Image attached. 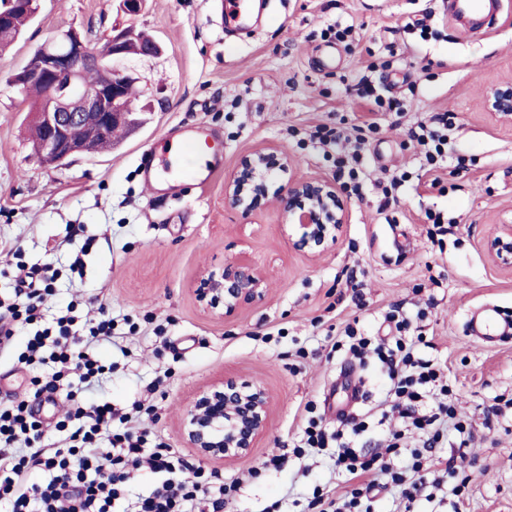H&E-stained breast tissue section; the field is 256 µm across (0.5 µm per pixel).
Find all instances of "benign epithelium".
<instances>
[{"label":"benign epithelium","instance_id":"1","mask_svg":"<svg viewBox=\"0 0 512 512\" xmlns=\"http://www.w3.org/2000/svg\"><path fill=\"white\" fill-rule=\"evenodd\" d=\"M34 8L35 0H0V38L13 35L10 20L14 14H31ZM109 39L112 56L132 54L129 31H113ZM87 40L84 32L71 28L47 40L36 57L13 74V86L20 93L33 81L46 86L45 97L32 112V122L43 131L33 147L43 166H63L70 157L88 153L89 145L113 132L137 128L135 112L124 104L125 85L132 77L90 58ZM91 68L98 71V76L89 83L86 73ZM483 109L491 121L512 124L511 76L485 87ZM75 126L83 132L80 139L71 135ZM292 167L287 153L259 148L240 160L224 185V201L244 214L254 212L268 197L272 171L288 175V187L278 189L283 232L291 238L295 230H300V245L314 257L335 247L342 238L350 202L336 182L298 178ZM482 247L496 267L512 273L511 211L499 214ZM266 282L264 269L240 255L218 271L203 272L193 295L203 312L226 317L264 299ZM270 405L271 397L263 386L240 382L228 373L201 388L188 402L181 418V437L187 447L205 459L237 460L248 455L264 433Z\"/></svg>","mask_w":512,"mask_h":512}]
</instances>
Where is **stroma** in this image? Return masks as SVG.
Returning a JSON list of instances; mask_svg holds the SVG:
<instances>
[{
	"label": "stroma",
	"mask_w": 512,
	"mask_h": 512,
	"mask_svg": "<svg viewBox=\"0 0 512 512\" xmlns=\"http://www.w3.org/2000/svg\"><path fill=\"white\" fill-rule=\"evenodd\" d=\"M259 26L246 38L224 33L223 0H146L128 19L114 0H40L23 37L0 55V76L24 64L44 41L68 28L90 39L112 28L134 27L153 36L162 52L130 56L117 69L133 74L144 123L112 150L78 154L58 168L43 167L28 140L30 102L0 83V270L19 256L26 266L52 263L59 275L43 309L52 321L70 301L86 310L105 308L115 320L112 341L100 349L112 367L88 392L91 400L130 411L133 402L153 406L147 424L196 470L239 479L223 512H263L278 505L296 512L314 490L339 491L341 479L325 456L290 459L264 469L272 449L291 450L301 434L306 403L327 422L329 403L348 402L334 384L344 369L361 379L352 403L363 413L385 397L387 382L374 363L328 356L326 346L346 323L360 320L386 335L385 314L400 306L419 318L432 347L428 354L448 367L473 435L464 496L419 501L416 512H512V420L486 419L493 397L512 394V340L495 345L472 337L468 320L486 304L512 318V274L496 268L481 248L503 210L512 208V127L490 121L481 102L487 83L512 75V0H503L496 22L460 37L441 0H263ZM359 31L337 41L329 28ZM439 33L428 41L421 25ZM412 94L404 116H391L368 132V114L354 91L361 75ZM447 114L448 165L439 175L443 192L407 190L379 211L371 187L350 196L349 220L335 248L309 259L289 243L279 200L245 215L224 203V184L240 159L261 147L288 153L293 175L333 178L321 153L301 145L314 126L344 129L366 138L367 179L408 171L421 161L408 130L414 122ZM178 127L216 138L217 173L205 187L190 181L184 197L147 188L138 165L151 149L156 173L173 178L164 134ZM447 213L454 226L442 246L431 245L426 210ZM248 255L267 275L264 300L230 317L204 313L193 288L202 271ZM81 282L70 278L74 258ZM163 327L156 336L155 327ZM31 330L19 328L12 346L0 349V377L10 391L0 407L36 405L49 430L60 409L36 404L31 368L18 360ZM233 373L264 385L273 397L265 434L251 452L230 463L212 461L185 447L184 407L195 392ZM257 478H247L251 469Z\"/></svg>",
	"instance_id": "stroma-1"
}]
</instances>
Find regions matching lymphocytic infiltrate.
<instances>
[{"label": "lymphocytic infiltrate", "mask_w": 512, "mask_h": 512, "mask_svg": "<svg viewBox=\"0 0 512 512\" xmlns=\"http://www.w3.org/2000/svg\"><path fill=\"white\" fill-rule=\"evenodd\" d=\"M410 136L422 157V171L435 176L448 158L447 115L417 123ZM312 139L332 160L337 178L354 194H361L362 144L344 146L340 133L326 126L318 127ZM54 283V276L35 269L18 272L12 296L0 297V343L11 346L18 326H34L20 360L51 368L50 373L31 378L34 397L56 394L71 405L55 425L64 435L63 446L57 448L43 445V423L26 402L0 408V512H114L130 470L144 465L166 478L138 501L136 512H222L230 488L220 475L183 480L187 463L179 450L152 438L149 429L114 426L116 413L110 404L82 401L85 389L107 370L97 349L111 342L114 322L104 312L86 322L66 314L52 325H43L42 307L53 295ZM384 320L390 335L371 336L350 322L331 349L361 361H377L389 381L381 417L396 418L399 425L390 429L384 451L367 456L356 450L358 436L368 428L366 421L351 416L331 429L321 417H310L293 447L294 455L330 453L346 484L339 496L315 495L311 512H374L375 486L365 480L370 473L390 481L411 505L428 486H440L442 474H456L467 463L472 436L456 421L457 398L448 383L447 367L422 353L427 340L414 331L406 314L394 309ZM450 423L458 433L455 454L451 460L435 462L434 477H427L423 452L437 447ZM409 432L419 434L420 447L403 448ZM37 469L49 472L48 482H32Z\"/></svg>", "instance_id": "lymphocytic-infiltrate-1"}]
</instances>
